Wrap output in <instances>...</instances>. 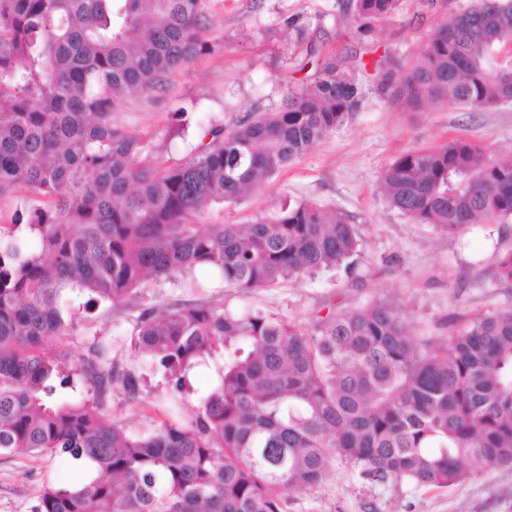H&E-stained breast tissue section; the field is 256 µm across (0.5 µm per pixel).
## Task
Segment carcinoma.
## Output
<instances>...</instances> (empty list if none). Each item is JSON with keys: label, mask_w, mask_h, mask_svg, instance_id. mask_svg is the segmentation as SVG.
<instances>
[{"label": "carcinoma", "mask_w": 512, "mask_h": 512, "mask_svg": "<svg viewBox=\"0 0 512 512\" xmlns=\"http://www.w3.org/2000/svg\"><path fill=\"white\" fill-rule=\"evenodd\" d=\"M399 0H347L357 28ZM204 0H0V195L49 200L0 226V451L62 452L91 471L47 484L36 512H283L336 457L366 483L448 489L512 466V308L477 317L443 344L409 336L390 308L333 309L307 325L222 306L143 315L135 346L172 380L221 360L194 417L142 436L104 412L119 377L108 350L71 362L64 292L124 302L150 281L198 272L244 292L348 266L360 245L348 217L288 202L252 224H203L215 206L261 193L360 104L371 77L411 109L512 103V0L449 16L399 74L388 57L360 74L310 42L274 111L210 122L182 162L115 121L127 99L222 44ZM390 206L454 234L512 220V157L465 139L407 151L382 173ZM67 389L69 393L61 394Z\"/></svg>", "instance_id": "carcinoma-1"}]
</instances>
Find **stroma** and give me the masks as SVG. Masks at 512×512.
<instances>
[{
  "label": "stroma",
  "mask_w": 512,
  "mask_h": 512,
  "mask_svg": "<svg viewBox=\"0 0 512 512\" xmlns=\"http://www.w3.org/2000/svg\"><path fill=\"white\" fill-rule=\"evenodd\" d=\"M346 0H206L209 37L222 40L215 53L176 71L152 102L132 99L116 119L162 142L186 104L184 137L167 154L176 161L199 140L200 123L215 119L233 127L247 106L272 110L289 84L305 81L298 71L302 49L288 37L289 25L309 30L320 56L373 62L385 55L407 67L426 46L438 23L469 8L473 0H400L397 11L370 32L343 16ZM462 137L489 145L494 157L512 156V104L469 111L431 106L413 112L394 102L390 91L368 83L358 108L344 124L305 156L270 179L261 194L225 209V221L250 224L289 200L312 201L346 215L359 238L361 257L351 269L291 277L271 287L188 288L160 281L141 288L119 305L87 304L66 296L67 336L49 348L71 360L91 346L108 347L116 373L139 380L137 395L114 383L105 411L133 434L162 421L193 417L216 378L212 368L190 376L188 388L151 366L132 341L147 310L221 304L236 312L261 309L289 322L306 323L334 307L381 304L398 313L410 335L436 343L470 330L475 317L512 306V284L496 276L500 254L512 250V222L472 224L455 234L417 224L388 204L379 190L384 169L406 151ZM86 469L65 454L0 452V512H35L43 485L66 486ZM286 512H512V467L484 469L449 489L411 484L360 485L350 468L330 460L324 481L291 490Z\"/></svg>",
  "instance_id": "stroma-1"
}]
</instances>
